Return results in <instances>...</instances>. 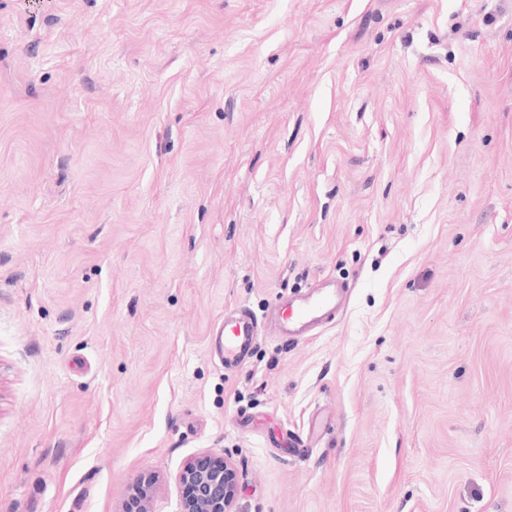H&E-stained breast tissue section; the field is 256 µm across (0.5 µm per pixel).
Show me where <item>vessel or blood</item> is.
Wrapping results in <instances>:
<instances>
[{"instance_id": "obj_1", "label": "vessel or blood", "mask_w": 512, "mask_h": 512, "mask_svg": "<svg viewBox=\"0 0 512 512\" xmlns=\"http://www.w3.org/2000/svg\"><path fill=\"white\" fill-rule=\"evenodd\" d=\"M346 306L345 287L332 281H317L304 297L280 304L276 319L278 334L292 341L300 340L332 321ZM260 334L255 315L241 307L225 316L210 339L209 349L225 368L239 367L250 359Z\"/></svg>"}]
</instances>
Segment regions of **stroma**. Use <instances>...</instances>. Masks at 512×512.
Wrapping results in <instances>:
<instances>
[{
  "mask_svg": "<svg viewBox=\"0 0 512 512\" xmlns=\"http://www.w3.org/2000/svg\"><path fill=\"white\" fill-rule=\"evenodd\" d=\"M199 454L235 512H512V0H0V512ZM301 299L283 301L278 309L276 325L279 336L298 341L310 336L318 327L332 321L347 307V288L334 281L319 279ZM259 336L255 315L248 308L239 307L230 316L225 313L215 336H210V353L219 357L224 369L242 366L250 359Z\"/></svg>",
  "mask_w": 512,
  "mask_h": 512,
  "instance_id": "1",
  "label": "stroma"
}]
</instances>
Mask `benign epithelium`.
Returning <instances> with one entry per match:
<instances>
[{"instance_id":"benign-epithelium-1","label":"benign epithelium","mask_w":512,"mask_h":512,"mask_svg":"<svg viewBox=\"0 0 512 512\" xmlns=\"http://www.w3.org/2000/svg\"><path fill=\"white\" fill-rule=\"evenodd\" d=\"M177 480L192 489V494L183 498L180 512H233L238 480L232 464H215L202 454L185 463ZM151 495V485H137L128 510L151 512Z\"/></svg>"}]
</instances>
